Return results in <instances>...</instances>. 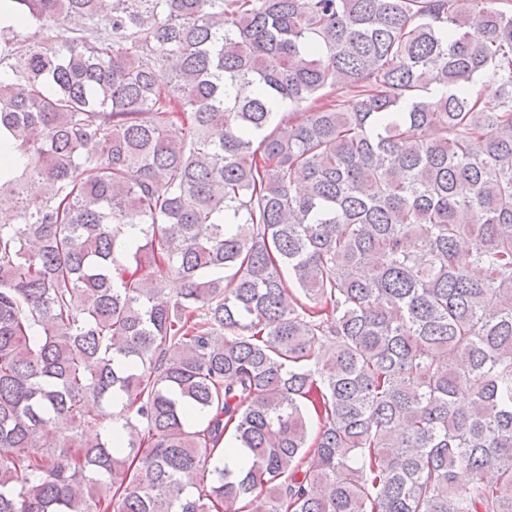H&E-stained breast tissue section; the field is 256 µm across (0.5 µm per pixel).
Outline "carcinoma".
<instances>
[{
  "label": "carcinoma",
  "mask_w": 512,
  "mask_h": 512,
  "mask_svg": "<svg viewBox=\"0 0 512 512\" xmlns=\"http://www.w3.org/2000/svg\"><path fill=\"white\" fill-rule=\"evenodd\" d=\"M14 2L0 512H512V0Z\"/></svg>",
  "instance_id": "1"
}]
</instances>
